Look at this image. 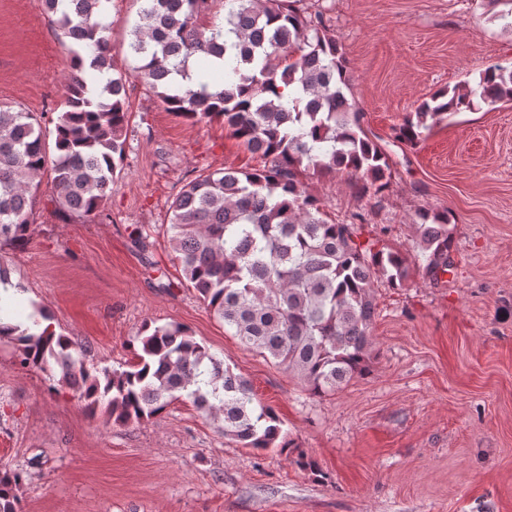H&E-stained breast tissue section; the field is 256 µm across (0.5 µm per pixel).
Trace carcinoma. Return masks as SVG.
<instances>
[{
  "instance_id": "obj_1",
  "label": "carcinoma",
  "mask_w": 512,
  "mask_h": 512,
  "mask_svg": "<svg viewBox=\"0 0 512 512\" xmlns=\"http://www.w3.org/2000/svg\"><path fill=\"white\" fill-rule=\"evenodd\" d=\"M110 2L37 0L72 40L73 64L54 129L0 102V246L29 240L45 174L56 208L110 218L106 202L122 171L128 125L126 76L116 69L105 20ZM207 2L144 0L122 49L141 60L137 77L169 111L194 123L223 122L261 160L185 185L170 207L172 249L187 286L242 347L285 367L311 394L329 396L369 371L375 280L401 288L416 272L437 282L454 268L448 211L417 213L415 254L363 238L361 211L326 221L306 177L344 172L356 194L371 198L388 187L393 164L347 97L350 77L335 33L302 0H224V23L205 28L197 17ZM482 5L488 20L512 32V0ZM478 100L512 103V63L487 67L473 86L437 91L405 118L396 140L414 146ZM7 313L0 304V340L17 346L23 366L43 369L53 359L91 417L103 408L118 423L139 424L184 397L227 440L260 451L288 446L276 411L181 326L144 325L126 368L96 371L73 355L69 337L40 329L51 318L45 309L25 327L4 322ZM22 480L18 471H0V512H20Z\"/></svg>"
}]
</instances>
